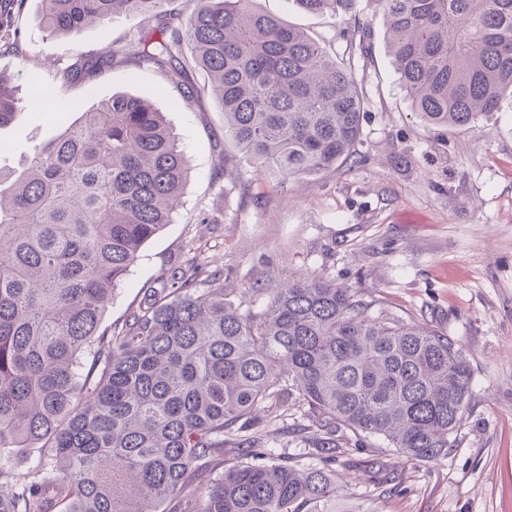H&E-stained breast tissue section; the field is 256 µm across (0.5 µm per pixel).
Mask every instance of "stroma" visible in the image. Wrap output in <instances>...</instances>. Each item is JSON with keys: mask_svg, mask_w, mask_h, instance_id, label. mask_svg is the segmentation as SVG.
<instances>
[{"mask_svg": "<svg viewBox=\"0 0 512 512\" xmlns=\"http://www.w3.org/2000/svg\"><path fill=\"white\" fill-rule=\"evenodd\" d=\"M254 6L339 56L342 29L369 32L356 68L365 104L352 162L308 179L257 167L225 135L211 93L181 103L180 84H203L198 72L168 76L129 64L62 86L58 69L122 45L140 20L127 16L51 39L39 0H25L12 29L0 32V76L21 99L14 121L0 128V167H20L62 130L52 108L29 106L30 81L87 109L115 93L151 97L189 159L190 176L172 224L145 244L115 288L103 327L122 324L142 288L186 260L223 273L228 288L304 275L353 286L373 317L451 338L469 362L471 387L446 459L412 462L378 437L342 453V504L354 512H512V102L463 128L427 124L399 84L377 0H356L343 20L307 13L294 0ZM303 422L291 405L252 427L267 462L316 463L317 449L297 432Z\"/></svg>", "mask_w": 512, "mask_h": 512, "instance_id": "obj_1", "label": "stroma"}]
</instances>
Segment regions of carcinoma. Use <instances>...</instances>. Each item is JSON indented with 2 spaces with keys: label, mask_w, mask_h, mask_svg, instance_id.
<instances>
[{
  "label": "carcinoma",
  "mask_w": 512,
  "mask_h": 512,
  "mask_svg": "<svg viewBox=\"0 0 512 512\" xmlns=\"http://www.w3.org/2000/svg\"><path fill=\"white\" fill-rule=\"evenodd\" d=\"M40 0L50 37L125 15L145 24L118 47L61 69L62 85L115 59L207 77L224 132L254 164L286 177L350 160L364 93L355 59L365 31L343 32L336 60L253 0ZM344 16L354 0H294ZM402 88L431 125L463 127L512 96V0H378ZM0 81V127L16 114ZM189 163L164 114L114 94L0 169V456L42 450L0 512H159L206 459L239 460L211 480L200 510L336 512V452L381 436L414 461L453 446L470 369L448 337L368 313L357 291L301 276L233 289L191 263L143 289L120 326L103 314L144 245L172 223ZM92 352L90 365L82 358ZM305 409L320 467L267 465L246 433L263 408Z\"/></svg>",
  "instance_id": "1"
}]
</instances>
